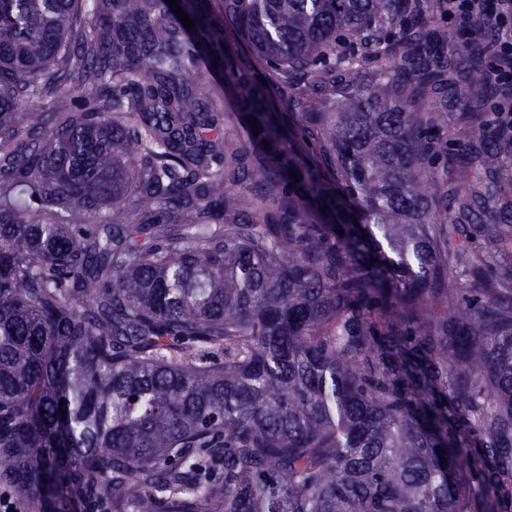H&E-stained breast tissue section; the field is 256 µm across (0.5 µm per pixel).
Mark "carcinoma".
Returning a JSON list of instances; mask_svg holds the SVG:
<instances>
[{"instance_id":"cac0c4a2","label":"carcinoma","mask_w":512,"mask_h":512,"mask_svg":"<svg viewBox=\"0 0 512 512\" xmlns=\"http://www.w3.org/2000/svg\"><path fill=\"white\" fill-rule=\"evenodd\" d=\"M178 5L195 27L0 0V487L29 512H512V214L438 208L415 108L455 57L408 0ZM394 36L399 77L361 86Z\"/></svg>"}]
</instances>
